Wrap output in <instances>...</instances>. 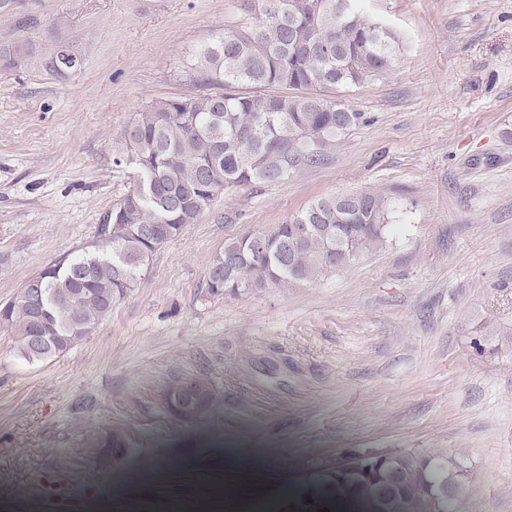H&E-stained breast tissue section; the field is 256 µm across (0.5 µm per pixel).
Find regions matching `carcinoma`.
I'll return each mask as SVG.
<instances>
[{"mask_svg": "<svg viewBox=\"0 0 512 512\" xmlns=\"http://www.w3.org/2000/svg\"><path fill=\"white\" fill-rule=\"evenodd\" d=\"M360 0H260L261 18L197 51V80L215 94L156 102L137 113L115 164L140 175L137 206L121 203L112 223L123 229L104 255H68L33 281L44 289L42 348L30 341L33 312L22 299L6 304L16 349L29 363L61 355L112 311V300L136 282L154 248L139 233L153 224L174 239L195 224L220 192L284 180L316 165L356 124L354 112L330 93L366 84L391 70L393 32L367 16ZM103 221L99 233H104ZM395 228L387 201L372 191L320 198L283 224L257 231L265 252L247 251L244 237L224 243L213 258L211 293L292 288L351 265ZM373 471L363 453L347 458L349 490L371 501L385 494L383 512H459L438 494L456 485L464 462L443 453L420 456L382 449Z\"/></svg>", "mask_w": 512, "mask_h": 512, "instance_id": "cac0c4a2", "label": "carcinoma"}]
</instances>
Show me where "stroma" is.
Here are the masks:
<instances>
[{"instance_id": "35a3bbf8", "label": "stroma", "mask_w": 512, "mask_h": 512, "mask_svg": "<svg viewBox=\"0 0 512 512\" xmlns=\"http://www.w3.org/2000/svg\"><path fill=\"white\" fill-rule=\"evenodd\" d=\"M399 40L390 71L338 92L360 117L321 163L219 194L157 249L111 313L31 364L0 326V512H372L336 455L464 457L461 512H512V0H363ZM256 0H10L0 48V305L98 237L140 185L117 164L153 102L205 93L196 50L254 25ZM63 48L76 69L58 72ZM374 191L401 225L349 268L215 295L227 240L319 198ZM216 399L184 421L167 389ZM121 435L120 465L98 450ZM68 493L38 491L42 475Z\"/></svg>"}]
</instances>
